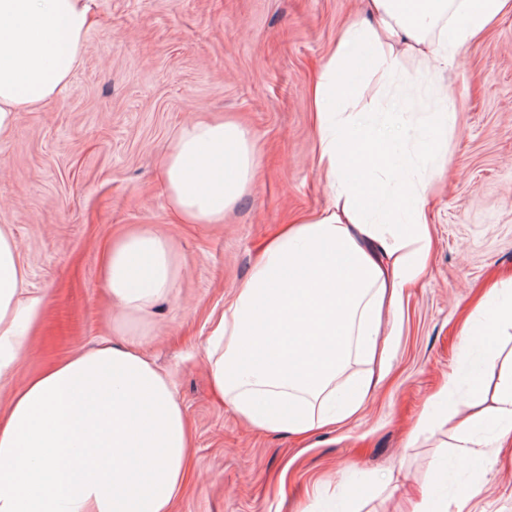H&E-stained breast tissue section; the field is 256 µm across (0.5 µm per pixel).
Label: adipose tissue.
Returning a JSON list of instances; mask_svg holds the SVG:
<instances>
[{
    "mask_svg": "<svg viewBox=\"0 0 512 512\" xmlns=\"http://www.w3.org/2000/svg\"><path fill=\"white\" fill-rule=\"evenodd\" d=\"M94 0H0V139L17 112L53 100L83 60ZM377 26L345 27L309 92L314 160L330 192L322 212L284 226L249 278L212 320L206 340L214 391L254 429L304 435L356 418L390 368L404 291L421 279L433 248L428 198L446 164L448 88L436 148L418 176L396 164L407 130L371 132L345 78L362 51L371 75L388 80L406 58L432 79L454 65L512 0H369ZM386 167L380 199L363 180ZM163 185L185 224H220L255 185V142L232 119L182 129L165 154ZM181 263L156 227L126 233L104 253L101 278L118 341L77 351L30 378L0 414V512H172L192 439L171 379L130 337L161 299L173 297ZM25 272L0 226V385L9 383L43 315L21 299ZM512 330V286L491 289L462 328L465 346ZM482 413L448 416L459 460L485 455L473 426Z\"/></svg>",
    "mask_w": 512,
    "mask_h": 512,
    "instance_id": "adipose-tissue-1",
    "label": "adipose tissue"
}]
</instances>
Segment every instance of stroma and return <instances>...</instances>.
I'll return each mask as SVG.
<instances>
[{
    "mask_svg": "<svg viewBox=\"0 0 512 512\" xmlns=\"http://www.w3.org/2000/svg\"><path fill=\"white\" fill-rule=\"evenodd\" d=\"M365 0H97L83 62L48 104L17 116L0 142V225L12 232L44 321L0 411L34 373L108 332L99 276L113 233L165 231L184 267L175 298L143 328L145 355L172 380L196 452L174 512H409L423 490H472L471 512H512V453L456 463L447 427L410 433L429 398L460 377L448 408L468 414L473 384L496 368L464 350L460 329L485 290L512 280V14L459 48L444 72L458 106L447 170L429 202L435 246L406 289L391 369L358 418L300 439L241 422L211 389L209 318L223 309L266 242L329 192L313 161L307 90L340 30L369 22ZM368 128L394 117L410 129L399 158L414 169L438 108L415 61L388 84L357 74ZM238 116L257 149L259 179L223 223L180 224L159 159L194 119ZM388 472L394 492L376 495Z\"/></svg>",
    "mask_w": 512,
    "mask_h": 512,
    "instance_id": "obj_1",
    "label": "stroma"
}]
</instances>
